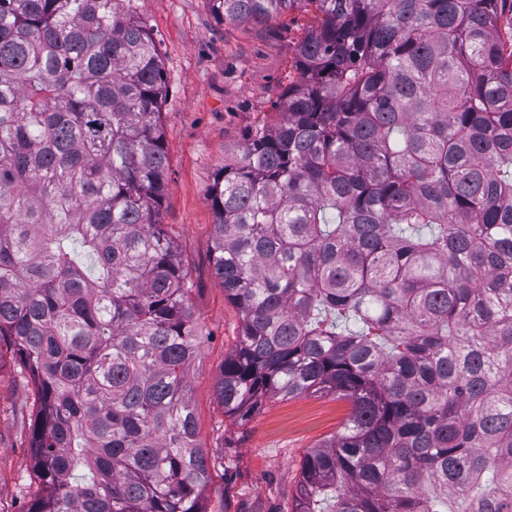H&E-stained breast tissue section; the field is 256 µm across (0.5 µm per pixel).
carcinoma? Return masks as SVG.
<instances>
[{
    "mask_svg": "<svg viewBox=\"0 0 512 512\" xmlns=\"http://www.w3.org/2000/svg\"><path fill=\"white\" fill-rule=\"evenodd\" d=\"M208 2L222 23L311 13L298 81L211 187L241 314L224 416L350 403L292 512H512V0ZM166 91L133 0H0V368L34 386L27 512H207Z\"/></svg>",
    "mask_w": 512,
    "mask_h": 512,
    "instance_id": "carcinoma-1",
    "label": "carcinoma"
}]
</instances>
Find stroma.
Masks as SVG:
<instances>
[{
	"label": "stroma",
	"mask_w": 512,
	"mask_h": 512,
	"mask_svg": "<svg viewBox=\"0 0 512 512\" xmlns=\"http://www.w3.org/2000/svg\"><path fill=\"white\" fill-rule=\"evenodd\" d=\"M134 7L167 74L162 121L169 164L160 217L193 284L203 338L188 384L198 441L216 462L204 493L207 512H291L304 456L340 428L350 405L333 395L275 398L247 419L225 418L214 384L241 320L212 271L209 188L244 135L278 111L298 76L296 51L309 17L296 10L263 24H222L207 0H134ZM33 405L29 378L1 367L0 512H24L36 488Z\"/></svg>",
	"instance_id": "35a3bbf8"
}]
</instances>
